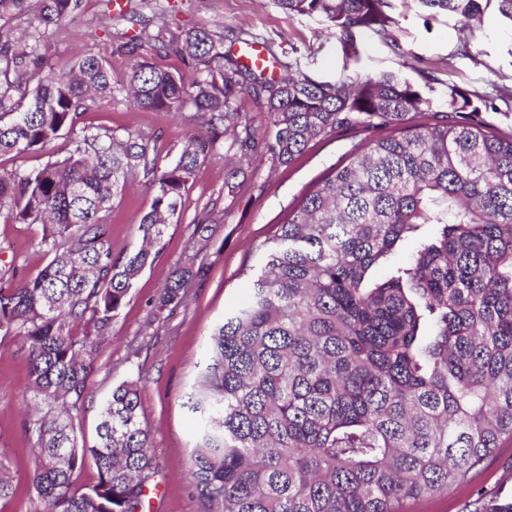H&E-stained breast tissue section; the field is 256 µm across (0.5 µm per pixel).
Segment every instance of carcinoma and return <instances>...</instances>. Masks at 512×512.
<instances>
[{"instance_id": "1", "label": "carcinoma", "mask_w": 512, "mask_h": 512, "mask_svg": "<svg viewBox=\"0 0 512 512\" xmlns=\"http://www.w3.org/2000/svg\"><path fill=\"white\" fill-rule=\"evenodd\" d=\"M512 20V0H419L461 17L469 51L482 4ZM82 0H0V155L42 148L73 130L90 104L125 93L137 109L191 106L208 145L236 165L258 148L287 165L343 126L390 127L332 168L279 225L252 276L249 300L212 331L187 407L197 437L187 471L199 512H401L448 493L512 438V134L458 115L459 92L437 123L408 128L430 98L392 74L336 82L284 64L270 81L224 55L204 30L175 33L133 16L126 45L158 56L210 57L187 83L143 57L122 84L99 54L52 65L58 26ZM317 16L347 56L357 34L383 37L392 0H274ZM27 18L17 35L13 23ZM267 112L263 132L237 108L244 92ZM203 142L173 155L136 130L83 131L67 154L24 177L0 172V218L43 226L49 262L0 287V337L27 353L36 401L27 419L37 456L32 488L47 512H140L158 464L140 420L137 385L112 389L93 444L77 417L99 342L154 261L198 166ZM142 178L153 188L141 244L115 257L100 240L112 206ZM413 245L402 262L392 258ZM195 253L155 300L181 303L206 273ZM388 266L386 277L374 269ZM98 481L76 488L87 461Z\"/></svg>"}]
</instances>
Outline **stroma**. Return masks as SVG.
I'll list each match as a JSON object with an SVG mask.
<instances>
[{"label":"stroma","instance_id":"stroma-1","mask_svg":"<svg viewBox=\"0 0 512 512\" xmlns=\"http://www.w3.org/2000/svg\"><path fill=\"white\" fill-rule=\"evenodd\" d=\"M115 13L106 0H85L81 13L69 18L56 39V62L94 52L112 64L115 77L129 70L131 57L120 50L130 25L128 11L167 14L171 27L204 29L222 42L224 52L241 58L252 39L284 61L303 58L308 74L333 81L360 75L396 74L432 101L428 112H412L409 127L436 123L447 109L448 88L494 95L492 78L512 83V21L495 7L484 11L470 52L459 44V19L421 8L417 0H393L386 36L361 32L357 57H347L339 40L319 18L288 15L272 0H124ZM135 129L170 149L205 130L192 109L180 115L130 108L124 94L98 102L79 115L72 132L62 133L51 149L0 156V171L25 173L63 157L72 135L108 129ZM374 129L347 126L312 140L291 164L270 166L264 154L243 165L237 189L224 187V163L212 157L200 166L183 196L177 222L170 224L151 267L136 280L125 304L112 320L111 334L95 354L91 384L75 421L78 436L94 442L100 413L115 386L136 382L140 419L150 432L159 471L151 482L144 512H198L186 473L196 439V420L185 401L202 365L209 336L226 313L251 293V276L261 251L307 190L352 152L377 137ZM152 190L135 182L112 210L103 238L113 255L129 251L139 240L137 224L149 208ZM208 210L211 222L194 235L193 220ZM38 224L0 221V267L14 268L16 280L34 277L49 261ZM199 250L206 276L188 288L172 313L153 316L152 307L166 276L190 250ZM34 403L27 357L18 340L0 339V474L15 494L0 499V512H27L35 449L24 421ZM512 501V444L497 449L470 482L447 495L408 502L404 512H490Z\"/></svg>","mask_w":512,"mask_h":512}]
</instances>
